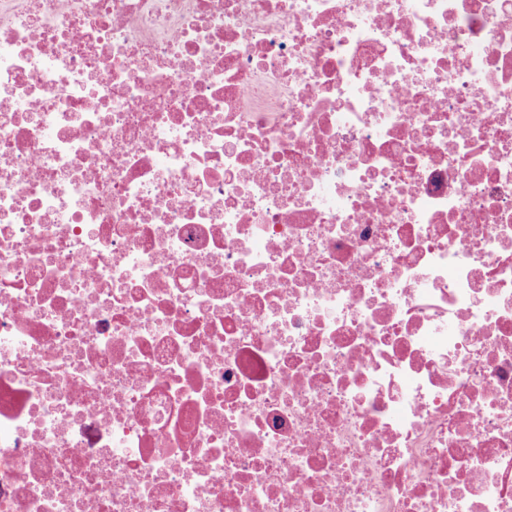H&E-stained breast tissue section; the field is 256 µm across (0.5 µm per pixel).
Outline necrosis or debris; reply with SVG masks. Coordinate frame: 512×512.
<instances>
[{"label": "necrosis or debris", "mask_w": 512, "mask_h": 512, "mask_svg": "<svg viewBox=\"0 0 512 512\" xmlns=\"http://www.w3.org/2000/svg\"><path fill=\"white\" fill-rule=\"evenodd\" d=\"M0 512H512V0H0Z\"/></svg>", "instance_id": "necrosis-or-debris-1"}]
</instances>
